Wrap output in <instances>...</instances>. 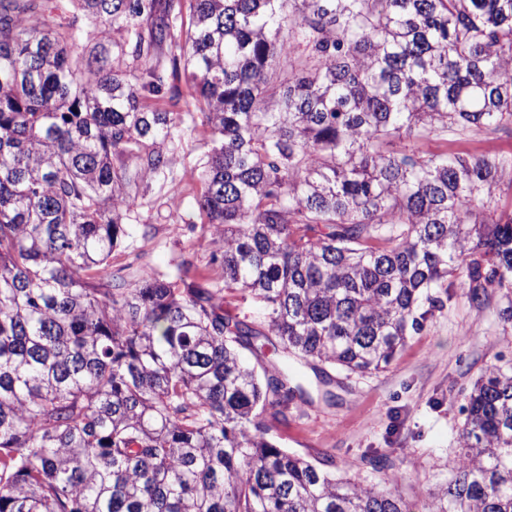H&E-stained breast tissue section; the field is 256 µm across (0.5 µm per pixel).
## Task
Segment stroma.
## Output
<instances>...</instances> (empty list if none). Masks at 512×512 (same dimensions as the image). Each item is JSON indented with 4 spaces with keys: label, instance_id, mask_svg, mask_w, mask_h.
<instances>
[{
    "label": "stroma",
    "instance_id": "stroma-1",
    "mask_svg": "<svg viewBox=\"0 0 512 512\" xmlns=\"http://www.w3.org/2000/svg\"><path fill=\"white\" fill-rule=\"evenodd\" d=\"M432 150L451 153L512 152V137L472 131L432 142ZM211 149L208 133L195 128L169 142L172 180H154L127 214L129 231L112 253L113 268H124L128 281L143 274H171L181 261L211 281L222 278L210 261L206 225L194 207L201 191L200 164ZM439 302L419 333L410 336L382 372L366 377L336 371L332 382H318L309 364L293 368L306 380L312 400L288 411L275 425L279 447L313 459L328 453L337 478L351 482H387L410 512H427L424 490L448 478L447 463L460 442L464 394L495 355L512 359V326L498 317L500 296L481 304L456 296ZM386 457L372 468L364 457L374 450Z\"/></svg>",
    "mask_w": 512,
    "mask_h": 512
}]
</instances>
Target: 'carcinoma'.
Wrapping results in <instances>:
<instances>
[{
	"label": "carcinoma",
	"instance_id": "cac0c4a2",
	"mask_svg": "<svg viewBox=\"0 0 512 512\" xmlns=\"http://www.w3.org/2000/svg\"><path fill=\"white\" fill-rule=\"evenodd\" d=\"M188 121L224 285L130 284ZM472 129L512 135V0H0V512H407L270 432L309 399L288 361L377 373L431 290L512 291V153L424 148ZM465 400L428 512H512V361ZM224 307L230 309L233 314H237L241 319H246L255 325H260L264 321L265 311L261 304L248 293L236 290L224 291Z\"/></svg>",
	"mask_w": 512,
	"mask_h": 512
}]
</instances>
